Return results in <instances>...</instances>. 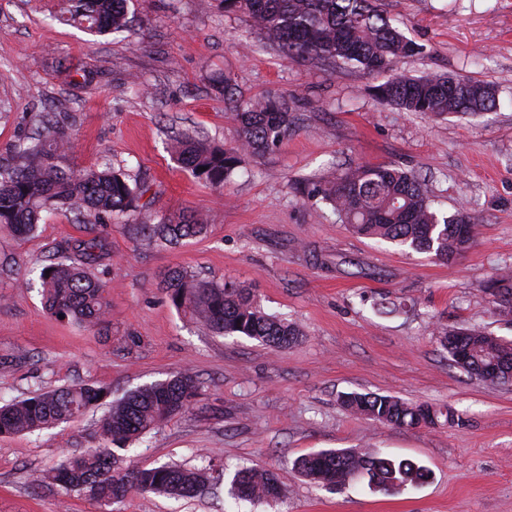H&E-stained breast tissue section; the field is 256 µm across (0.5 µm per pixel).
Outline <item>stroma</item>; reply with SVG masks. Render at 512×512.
Here are the masks:
<instances>
[{
	"instance_id": "35a3bbf8",
	"label": "stroma",
	"mask_w": 512,
	"mask_h": 512,
	"mask_svg": "<svg viewBox=\"0 0 512 512\" xmlns=\"http://www.w3.org/2000/svg\"><path fill=\"white\" fill-rule=\"evenodd\" d=\"M64 0H0V164L42 115L67 127L75 170L110 168L146 189L140 208L109 224L45 214L27 238L0 227V405L63 385L104 389L73 421L0 437V512H512V384L492 386L452 365L440 329L477 325L512 340L483 284L512 267V0H382L394 24L424 45L396 73L445 74L492 85L496 111L428 117L378 103L376 77L353 66L284 58L224 0H128L127 31L93 36L60 21ZM93 75L84 85V75ZM282 97L299 121L279 149L217 189L174 158L185 137L230 148L232 105ZM412 171L451 214L464 209L476 242L449 263L353 234L307 192L347 165ZM191 210L205 235L164 246L146 221ZM100 237L95 273L107 284L105 321L61 320L39 275L68 247ZM181 269L251 289L301 340L272 348L214 333L176 308L163 280ZM181 372L200 382L188 411L116 450L122 467L224 468L191 500L134 491L104 506L80 492L36 487L33 474L100 447L99 422L128 391ZM357 391L449 406L464 422L401 429L350 415ZM355 448L408 458L429 480L398 495L359 481L336 490L292 473L313 451ZM252 464L282 474L281 499L236 502L231 482Z\"/></svg>"
}]
</instances>
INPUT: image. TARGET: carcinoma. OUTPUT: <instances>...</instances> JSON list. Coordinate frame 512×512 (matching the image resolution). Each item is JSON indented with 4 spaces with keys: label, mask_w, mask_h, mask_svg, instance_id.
<instances>
[{
    "label": "carcinoma",
    "mask_w": 512,
    "mask_h": 512,
    "mask_svg": "<svg viewBox=\"0 0 512 512\" xmlns=\"http://www.w3.org/2000/svg\"><path fill=\"white\" fill-rule=\"evenodd\" d=\"M127 0H73L70 21L92 33H114L127 26ZM228 11H241L252 26L287 56L331 60L354 65L384 81L373 86L382 104L429 116L476 115L497 107L493 88L445 75L410 78L394 72L400 56L421 53L422 47L396 27L379 0H224ZM239 145L229 150L193 138L180 142L178 158L192 174L221 188L258 155L277 149L292 130L295 116L285 100L263 99L234 105ZM47 136L22 139L14 145L15 162L0 166V226L19 237L34 232L43 212L87 218L95 224L131 210L147 189L131 187L122 173L109 169L66 170L57 164L71 146L68 132L47 118ZM331 206L338 220L361 237L391 243L402 249L429 253L451 261L469 250L475 225L463 212L441 217L423 181L394 165L349 167L334 180L317 182L308 192ZM141 230L161 242L177 244L205 231L196 214L143 224ZM75 257L41 270L47 310L59 319L85 326L104 321L107 301L104 283L90 272L105 256L95 239L72 245ZM497 289V312L512 317V271L491 278ZM165 288L176 308H186L226 336H245L270 347L296 343L301 331L265 313L247 288L197 279L173 271ZM442 347L452 363L459 351L470 361L461 370L485 379L484 368L496 367L493 384L512 382V341L494 337L476 326L442 332ZM199 383L181 373L169 380L139 387L111 404L100 425L103 447L74 455L39 474L65 491L83 490L103 503L117 502L136 488L173 497H192L206 488L205 472L178 465L122 471L112 446L124 445L190 409ZM101 388L73 384L0 406V436L34 433L71 421L97 404ZM340 404L348 412L398 428L455 424L462 417L453 409L406 402L391 395L344 393ZM293 469L324 486L344 488L365 479L387 494H400L427 482L429 471L409 459L355 449L320 450L297 459ZM282 477L257 467L239 469L232 494L239 500L263 501L282 495Z\"/></svg>",
    "instance_id": "carcinoma-1"
}]
</instances>
